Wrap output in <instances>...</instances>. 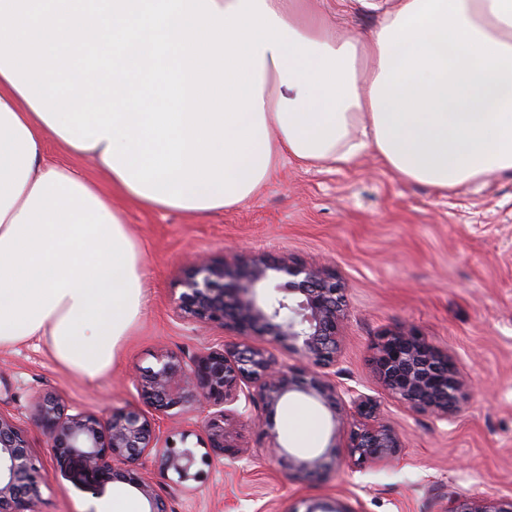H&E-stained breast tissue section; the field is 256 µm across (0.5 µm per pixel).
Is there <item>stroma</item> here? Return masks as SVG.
<instances>
[{"label": "stroma", "mask_w": 512, "mask_h": 512, "mask_svg": "<svg viewBox=\"0 0 512 512\" xmlns=\"http://www.w3.org/2000/svg\"><path fill=\"white\" fill-rule=\"evenodd\" d=\"M311 6L331 29L365 36L376 26L357 0L339 8L334 0H312ZM125 217L144 249V308L111 371L96 382L81 381L37 340L0 350V412L14 418L49 472L38 512H105L113 496L136 491L57 464L34 420L35 399L56 394L72 414L146 410L133 381L137 368L165 351L194 353L233 340L177 317L179 280L196 256L243 251H285L328 265L344 282L350 317L336 381L378 401L401 448L303 478L266 453L256 426L232 415L228 442L245 452V460L213 461L181 488L154 458L143 460L139 471L169 512H304L313 500L336 502L347 512H448L461 497L512 496L511 172L444 195L369 155L345 168H305L284 159L260 193L237 207L191 216L129 203ZM401 327L453 354L468 379L467 409L455 423L406 410L376 376L377 343ZM272 421L279 441L303 454L320 453L332 441L346 443V433H333L328 413L310 403L279 406Z\"/></svg>", "instance_id": "stroma-1"}]
</instances>
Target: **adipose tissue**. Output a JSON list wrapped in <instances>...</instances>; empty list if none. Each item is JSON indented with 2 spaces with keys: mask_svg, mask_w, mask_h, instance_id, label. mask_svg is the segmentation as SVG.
Listing matches in <instances>:
<instances>
[{
  "mask_svg": "<svg viewBox=\"0 0 512 512\" xmlns=\"http://www.w3.org/2000/svg\"><path fill=\"white\" fill-rule=\"evenodd\" d=\"M360 2L366 37L306 0H0V349L111 369L144 304L121 201L211 214L284 156L439 192L512 171V0Z\"/></svg>",
  "mask_w": 512,
  "mask_h": 512,
  "instance_id": "adipose-tissue-1",
  "label": "adipose tissue"
}]
</instances>
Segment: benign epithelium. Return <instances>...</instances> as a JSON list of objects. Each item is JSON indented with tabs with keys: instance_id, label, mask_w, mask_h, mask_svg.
Wrapping results in <instances>:
<instances>
[{
	"instance_id": "obj_1",
	"label": "benign epithelium",
	"mask_w": 512,
	"mask_h": 512,
	"mask_svg": "<svg viewBox=\"0 0 512 512\" xmlns=\"http://www.w3.org/2000/svg\"><path fill=\"white\" fill-rule=\"evenodd\" d=\"M176 311L183 321L219 328L238 341L192 355L165 352L137 370L136 388L155 414L114 410L107 417L66 412L54 394L36 399L34 417L56 462H75L83 474L119 481L147 501V512H168L166 501L140 476L138 462L154 455L175 485L197 479L200 466L225 455L228 413L262 426L267 452L288 472L317 477L336 466V443L303 455L277 441L271 418L294 398L324 408L334 429H347L350 456L392 455L401 447L379 405L355 386L336 384L342 331L348 317L344 283L336 274L283 253L240 254L231 260L198 258L180 281ZM267 337L297 358L286 365L253 341ZM373 368L405 408L435 423L455 422L467 404L469 383L448 353L412 328H400L377 344ZM202 407L204 448L181 446L161 432L160 419ZM49 472L35 458L24 432L0 413V512H37L40 485ZM448 512H512V497L485 501L459 498Z\"/></svg>"
}]
</instances>
